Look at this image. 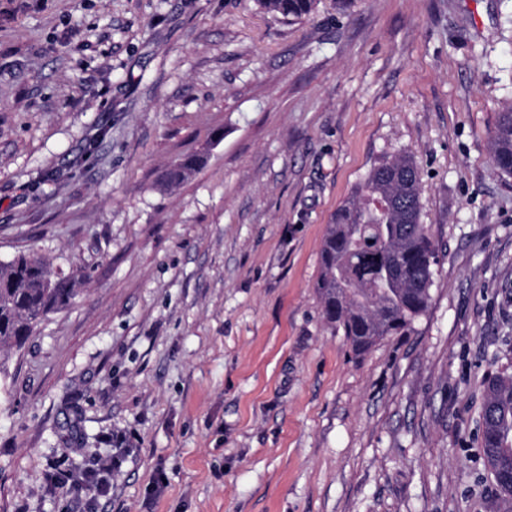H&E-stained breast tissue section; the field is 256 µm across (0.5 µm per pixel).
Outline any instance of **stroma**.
Wrapping results in <instances>:
<instances>
[{"mask_svg":"<svg viewBox=\"0 0 512 512\" xmlns=\"http://www.w3.org/2000/svg\"><path fill=\"white\" fill-rule=\"evenodd\" d=\"M510 102L512 0L299 19L0 0V260L87 273L0 353V512H80L50 478L103 462L97 512H494L479 421L512 365V176L490 132ZM399 154L437 244L430 301L358 355L324 319L321 245ZM204 163V156L197 154L185 158L183 161L170 167L164 174L161 186L171 188L184 181L192 172Z\"/></svg>","mask_w":512,"mask_h":512,"instance_id":"stroma-1","label":"stroma"}]
</instances>
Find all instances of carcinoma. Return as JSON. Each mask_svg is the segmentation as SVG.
Here are the masks:
<instances>
[{
	"label": "carcinoma",
	"instance_id": "obj_1",
	"mask_svg": "<svg viewBox=\"0 0 512 512\" xmlns=\"http://www.w3.org/2000/svg\"><path fill=\"white\" fill-rule=\"evenodd\" d=\"M266 12L300 18L315 0H258ZM496 169L512 176V105L491 135ZM204 163L197 154L170 167L171 188ZM420 171L408 155L372 168L336 210L321 247L316 282L323 315L356 354L403 335L428 307L436 245L420 223ZM76 274L58 277L46 260L20 254L0 261V348L23 346L49 314L70 305ZM480 452L499 491L496 512H512V372L494 374L480 412Z\"/></svg>",
	"mask_w": 512,
	"mask_h": 512
}]
</instances>
